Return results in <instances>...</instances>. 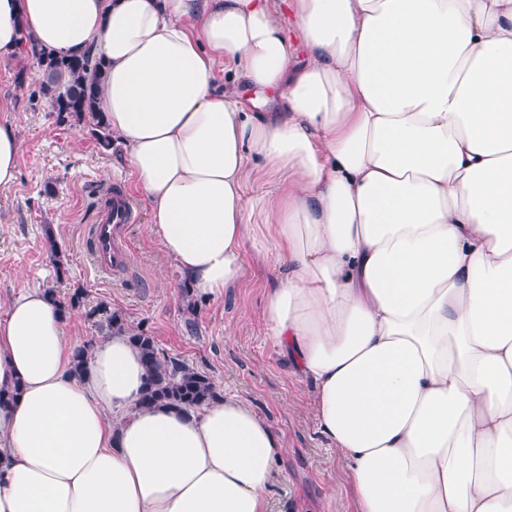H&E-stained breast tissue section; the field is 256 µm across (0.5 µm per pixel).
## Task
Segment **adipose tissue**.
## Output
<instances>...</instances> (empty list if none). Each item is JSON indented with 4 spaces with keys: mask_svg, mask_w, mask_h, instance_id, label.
Returning a JSON list of instances; mask_svg holds the SVG:
<instances>
[{
    "mask_svg": "<svg viewBox=\"0 0 512 512\" xmlns=\"http://www.w3.org/2000/svg\"><path fill=\"white\" fill-rule=\"evenodd\" d=\"M26 33L103 60L97 108L188 284L223 296L245 242L268 255L265 332L355 512H512V0H0V56ZM68 318L29 288L0 319V512H269L266 420L141 406L125 335L74 374Z\"/></svg>",
    "mask_w": 512,
    "mask_h": 512,
    "instance_id": "ef3b65f1",
    "label": "adipose tissue"
}]
</instances>
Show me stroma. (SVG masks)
<instances>
[{
    "mask_svg": "<svg viewBox=\"0 0 512 512\" xmlns=\"http://www.w3.org/2000/svg\"><path fill=\"white\" fill-rule=\"evenodd\" d=\"M42 80L23 56H0V95L14 100L11 119L21 142L17 181L0 189V311L27 288H51L63 300L83 291L85 307L66 328L79 347L99 335L87 308L107 303L130 329L153 336L162 356L204 372L218 393L241 396L281 435L285 452L268 492L270 512H354L347 467L319 430L310 385L263 332L268 260L246 245L239 287L222 297L194 291L196 306L188 308L181 273L148 231V204L121 162L120 145L103 150L88 124L58 122L35 95ZM120 179L141 218L129 230V270L108 277L92 264L86 230L97 187ZM53 243L64 256L61 273Z\"/></svg>",
    "mask_w": 512,
    "mask_h": 512,
    "instance_id": "obj_1",
    "label": "stroma"
}]
</instances>
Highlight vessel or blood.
<instances>
[{
    "instance_id": "obj_1",
    "label": "vessel or blood",
    "mask_w": 512,
    "mask_h": 512,
    "mask_svg": "<svg viewBox=\"0 0 512 512\" xmlns=\"http://www.w3.org/2000/svg\"><path fill=\"white\" fill-rule=\"evenodd\" d=\"M138 217L134 198L122 182L115 181L98 187L94 219L88 228V235L92 260L99 271L112 273L129 268L128 230Z\"/></svg>"
}]
</instances>
